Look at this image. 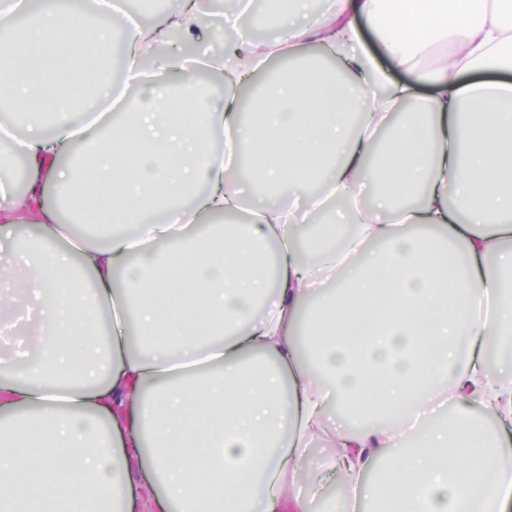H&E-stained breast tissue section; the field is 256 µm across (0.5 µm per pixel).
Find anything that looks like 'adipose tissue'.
<instances>
[{
  "instance_id": "ef3b65f1",
  "label": "adipose tissue",
  "mask_w": 512,
  "mask_h": 512,
  "mask_svg": "<svg viewBox=\"0 0 512 512\" xmlns=\"http://www.w3.org/2000/svg\"><path fill=\"white\" fill-rule=\"evenodd\" d=\"M64 2L41 0L22 29L0 11V47L14 60L0 71V100L33 129L19 139L0 127V144L29 165L25 196L0 184V225L30 215L42 228L34 248L0 249V270L23 265L38 287L41 340L24 369L0 376V512H125L135 483L148 510L310 512L322 479L306 467L309 441L335 405L384 411L330 438L335 512L381 457L389 465L366 489L376 512H507L512 444L488 443L470 409L512 421V375L488 365L494 354L512 364L502 276L512 251L501 249L512 238V0H340L293 38L317 36L350 62L347 80L316 62L291 67L261 89L251 123L239 87L288 50L240 42L232 67L212 62L207 91L155 53L156 74L179 72L177 92L155 85L130 121L104 125L73 116L112 97L99 61L115 19L84 22ZM367 30L413 81L376 93L385 78L363 47ZM465 70L502 79L463 85ZM426 80L436 86L427 98L417 93ZM216 130L251 146V175L283 196L326 182L348 221L301 224L294 209L266 208L226 223L241 189L211 147ZM127 137L132 166L113 149ZM200 183L209 225L185 221ZM368 184L379 190L372 207L357 203ZM49 186L75 197L105 247L63 249ZM312 292L319 313L306 322ZM131 319L147 340L140 354L128 349ZM443 389L453 427L430 421L407 436Z\"/></svg>"
}]
</instances>
